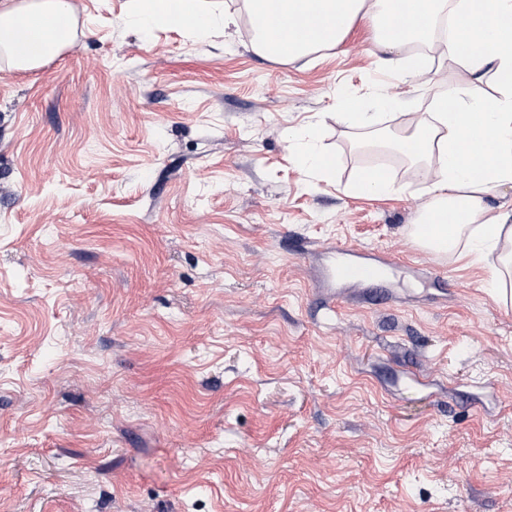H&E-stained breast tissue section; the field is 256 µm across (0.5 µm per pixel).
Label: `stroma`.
<instances>
[{"label":"stroma","mask_w":512,"mask_h":512,"mask_svg":"<svg viewBox=\"0 0 512 512\" xmlns=\"http://www.w3.org/2000/svg\"><path fill=\"white\" fill-rule=\"evenodd\" d=\"M71 2L70 47L0 71V512H512V304L336 116L383 91L399 133L468 74L388 67L363 17L272 60L243 0L205 40ZM376 166L401 192H346ZM336 245L396 261L374 301ZM299 163L307 172L321 177L331 175L335 168L334 156L323 149L314 133L310 135L306 149L299 153Z\"/></svg>","instance_id":"1"}]
</instances>
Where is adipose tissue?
<instances>
[{"mask_svg": "<svg viewBox=\"0 0 512 512\" xmlns=\"http://www.w3.org/2000/svg\"><path fill=\"white\" fill-rule=\"evenodd\" d=\"M251 44L265 58L290 59L334 47L357 17L372 24L382 51L410 77L425 73L427 56L409 44L437 39L442 54L466 70L471 81L454 95H439L428 118L399 136L380 130L375 113L341 99L342 118L373 141L407 159L431 196L413 235L433 252L483 265L487 284L504 288L512 278V214L487 203L512 185V0H244ZM453 17L451 36L437 38ZM132 23L187 29L208 38L233 21L219 0H131ZM71 0H0V60L12 71H31L56 57L75 39ZM498 76L495 93L483 87Z\"/></svg>", "mask_w": 512, "mask_h": 512, "instance_id": "1", "label": "adipose tissue"}]
</instances>
